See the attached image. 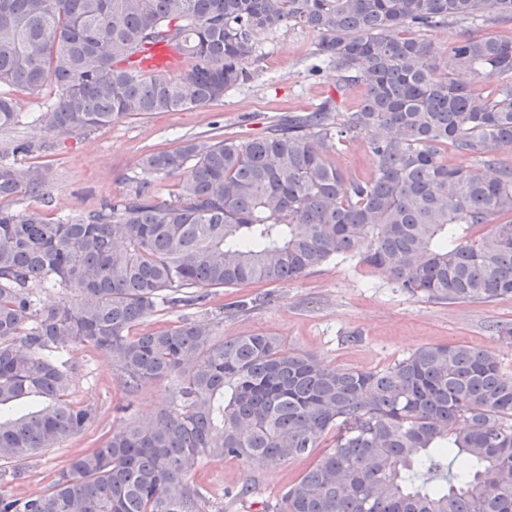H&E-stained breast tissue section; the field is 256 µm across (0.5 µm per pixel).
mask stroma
Returning a JSON list of instances; mask_svg holds the SVG:
<instances>
[{
  "label": "stroma",
  "mask_w": 512,
  "mask_h": 512,
  "mask_svg": "<svg viewBox=\"0 0 512 512\" xmlns=\"http://www.w3.org/2000/svg\"><path fill=\"white\" fill-rule=\"evenodd\" d=\"M476 29L497 35L511 32L512 22L457 20L423 32L443 50L439 73L475 89L481 86L478 77L461 66L449 48ZM318 40L316 32L298 27L261 35L248 64L249 80L226 91L223 101L125 117L86 134L49 132L36 124V116L52 99L50 87L15 92L18 121L0 129V142H46L50 148L15 156L17 164L45 167L48 181L42 195H20L13 209H37L50 219L71 218L128 192L133 179L142 175L140 160L147 152L174 148L182 139L207 136L217 127L228 136L252 138L277 119L313 110L328 98L337 100L341 111L353 110L364 87L339 88L337 74L328 66L312 71ZM264 295L271 296V303L248 314L231 315L225 309L233 300ZM203 319L221 338L268 331L320 362L360 370L382 368L422 346L466 343L498 353L502 374L512 376V296L492 303H436L396 288L379 270L351 258L295 281L210 290L205 301L160 312L145 327L160 330ZM71 358L76 367L71 398L92 409L90 423L80 436L28 460L22 478L0 474V491L17 497L46 491L75 456L101 444L113 430L154 417L171 405L174 379L141 385L130 395L106 354L80 348L72 351ZM127 397L133 401L131 411L116 412V405ZM302 470L299 463L246 466L236 460L206 458L194 480L205 496L204 512H263L280 500ZM248 479L255 481L256 493L237 497Z\"/></svg>",
  "instance_id": "35a3bbf8"
}]
</instances>
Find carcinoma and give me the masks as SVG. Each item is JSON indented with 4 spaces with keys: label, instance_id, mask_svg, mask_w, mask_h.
I'll use <instances>...</instances> for the list:
<instances>
[{
    "label": "carcinoma",
    "instance_id": "obj_1",
    "mask_svg": "<svg viewBox=\"0 0 512 512\" xmlns=\"http://www.w3.org/2000/svg\"><path fill=\"white\" fill-rule=\"evenodd\" d=\"M512 21V0H0V88L55 100L39 116L87 133L128 116L216 103L249 77L258 35L300 27L358 106L332 99L240 141L187 138L145 154L131 192L71 220L9 207L43 193L46 170L0 163V465L80 435L92 411L70 399L75 348L112 358L128 394L176 377L177 402L74 457L46 491L0 495V512H201L190 481L204 457L305 461L278 512H512V378L496 352L423 346L370 371L326 365L257 332L219 338L204 321L135 332L207 288L300 279L339 258L439 303L512 295V37L451 47L487 83L435 77L420 31ZM193 59L184 79L141 71L152 46ZM18 119L0 91V128ZM362 142L367 179L329 159ZM29 141L0 154H32ZM482 161L478 178L444 160ZM180 174L173 198L154 180ZM77 301L43 307L37 289ZM330 446L313 456L322 440Z\"/></svg>",
    "mask_w": 512,
    "mask_h": 512
}]
</instances>
